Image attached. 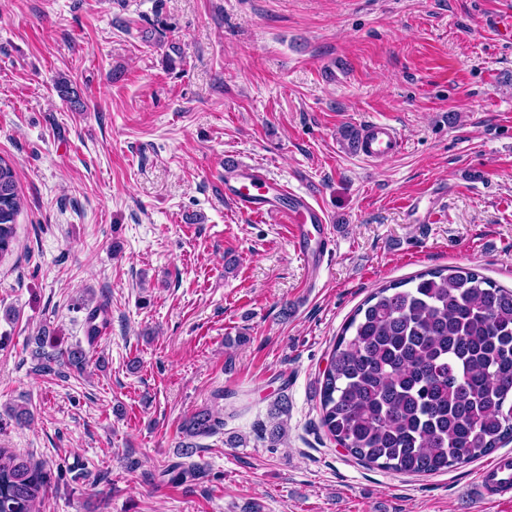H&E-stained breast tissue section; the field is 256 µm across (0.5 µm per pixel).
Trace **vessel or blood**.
I'll return each mask as SVG.
<instances>
[{
    "mask_svg": "<svg viewBox=\"0 0 512 512\" xmlns=\"http://www.w3.org/2000/svg\"><path fill=\"white\" fill-rule=\"evenodd\" d=\"M403 149L404 140L396 127L386 122H372L363 136L360 154L373 162L396 157ZM224 195L241 215L251 219L270 217L281 224L303 256L311 254L312 237L325 236L328 231L322 209L288 190L286 185L271 180L260 168L225 161ZM478 488L488 500L512 494V469L503 460L482 469Z\"/></svg>",
    "mask_w": 512,
    "mask_h": 512,
    "instance_id": "obj_1",
    "label": "vessel or blood"
}]
</instances>
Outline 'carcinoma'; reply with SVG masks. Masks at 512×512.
Masks as SVG:
<instances>
[{"instance_id":"1","label":"carcinoma","mask_w":512,"mask_h":512,"mask_svg":"<svg viewBox=\"0 0 512 512\" xmlns=\"http://www.w3.org/2000/svg\"><path fill=\"white\" fill-rule=\"evenodd\" d=\"M21 208L16 173L0 157V258L11 252ZM87 342L99 337L104 305L86 306ZM36 368L83 371L79 344L45 350L36 336ZM321 426L338 445L368 466L403 474L444 473L512 441V289L471 268L431 269L377 289L336 337L319 389ZM271 411L269 443L285 442ZM222 422L200 409L181 425V455ZM172 482L198 479L196 464L175 462L163 472ZM42 465L0 448V512H35L45 492Z\"/></svg>"}]
</instances>
